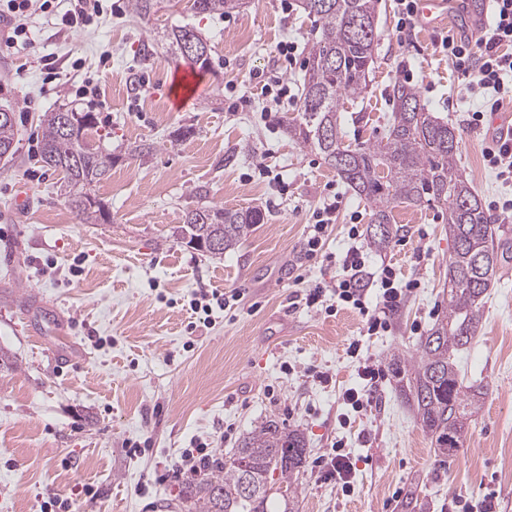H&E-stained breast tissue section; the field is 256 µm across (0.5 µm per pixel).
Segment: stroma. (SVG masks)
<instances>
[{"label":"stroma","instance_id":"1","mask_svg":"<svg viewBox=\"0 0 512 512\" xmlns=\"http://www.w3.org/2000/svg\"><path fill=\"white\" fill-rule=\"evenodd\" d=\"M447 2L438 28L402 32L395 0H379L367 93L340 116L352 139L375 141L391 112L388 92L410 70L422 103L457 129L461 168L487 205L512 195V185L485 161L488 136L466 122L482 102L440 48L448 34H470L477 0ZM174 23L196 27L211 46L210 67L193 71L205 97L178 111L169 94L183 63L163 36ZM26 24L34 48L0 53V108L14 112L18 129L15 153L0 160V350L9 355L0 363V512H40L48 495L61 512H178L181 482L156 474L194 439L230 454L269 418L302 432L313 458L343 442L355 466L350 495L305 470L300 512H458L492 493L496 512H512L511 218H494L506 229L501 265L480 332L458 357L487 395L456 457L435 455L391 376L364 386L348 353L356 340L383 366L414 355L445 314V204L393 203L396 233L370 251L372 272L387 265L419 283L389 332L367 335L354 309L327 316L291 305L307 226L324 197L342 199L326 252L347 247L351 214L360 230L370 222L367 202L286 130L304 69L286 68L279 46L306 49L316 36L298 0H250L221 17L177 0L147 20L124 4L76 29L43 15ZM47 53L59 67L52 83L39 63ZM262 73L284 79L288 100L262 94ZM59 108L92 113L89 142L115 159L91 188L105 221L80 223L62 174L39 161L43 116ZM144 144L153 151L142 162L133 151ZM260 160L270 176L256 171ZM214 205L257 208L265 220L214 256L176 232L189 211ZM234 289L244 294L239 310L214 311L211 323L189 329L193 293ZM316 369L331 382L313 378ZM352 387L371 393L358 412L342 401ZM133 442L147 443L145 454L130 455Z\"/></svg>","mask_w":512,"mask_h":512}]
</instances>
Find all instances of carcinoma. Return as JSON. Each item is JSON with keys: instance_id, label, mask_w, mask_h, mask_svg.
<instances>
[{"instance_id": "obj_1", "label": "carcinoma", "mask_w": 512, "mask_h": 512, "mask_svg": "<svg viewBox=\"0 0 512 512\" xmlns=\"http://www.w3.org/2000/svg\"><path fill=\"white\" fill-rule=\"evenodd\" d=\"M166 0H131L134 14L146 17ZM202 15L238 12L246 0H189ZM320 35L309 50L300 83L298 116L288 134L319 151L337 175L371 208L368 243L386 246L392 238L390 205L444 201L448 205V237L453 255L448 263V314L421 338L418 353L393 356L388 364L407 403L414 408L438 455L456 456L467 421L481 404L484 387L466 383L457 354L472 343L481 324V308L499 266L498 240L504 228L491 223L471 182L457 164L455 128L421 104L417 89L395 83L389 91L392 113L387 132L373 143L347 144L340 127V98H363L379 41L376 12L379 0H300ZM171 54L206 67L210 58L184 52L187 38L202 49L207 41L196 28L175 25L167 33ZM40 162L63 174L70 207L84 221L103 218L101 203L89 187L112 170V154L87 140L94 119L90 113L48 112L42 120ZM16 118L0 120V148L15 145ZM257 209L230 210L205 206L188 212L183 237L196 241L217 238L214 255L234 249L256 224ZM306 441L297 429L274 419L262 422L241 440L227 459L203 468L181 491L185 512H298L296 486L304 469ZM247 463L252 493L241 489L242 463Z\"/></svg>"}]
</instances>
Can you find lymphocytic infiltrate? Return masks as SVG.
Returning <instances> with one entry per match:
<instances>
[{"label": "lymphocytic infiltrate", "mask_w": 512, "mask_h": 512, "mask_svg": "<svg viewBox=\"0 0 512 512\" xmlns=\"http://www.w3.org/2000/svg\"><path fill=\"white\" fill-rule=\"evenodd\" d=\"M70 7L59 11L55 0H0V17L15 19L10 36L0 42L1 52H10L18 44H29L27 17L37 14H59L63 27L76 28L86 18L102 12L101 0H69ZM457 73L465 79L467 91L481 96L485 108L469 113L471 128L483 126L485 110H498L504 101L512 102V0H493L487 24L479 26L477 36L448 35L441 41ZM341 206L338 197L325 198L314 210L304 242L305 257L315 260L323 255L328 227L334 223ZM350 244L337 258L342 271L336 283L315 280L296 295L294 304L315 312L331 313L335 306L358 310L366 320L367 335L391 329L390 314L406 299L409 289L400 286L391 267H384L378 284L368 275L370 255L360 241L358 227L349 230Z\"/></svg>", "instance_id": "obj_1"}]
</instances>
